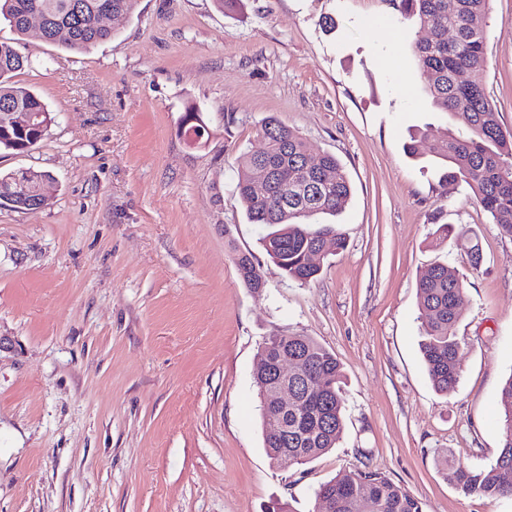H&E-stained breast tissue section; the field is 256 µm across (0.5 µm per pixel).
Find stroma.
I'll use <instances>...</instances> for the list:
<instances>
[{"label": "stroma", "mask_w": 512, "mask_h": 512, "mask_svg": "<svg viewBox=\"0 0 512 512\" xmlns=\"http://www.w3.org/2000/svg\"><path fill=\"white\" fill-rule=\"evenodd\" d=\"M112 40L73 52L0 21L31 65L16 81L55 118L0 171H45L48 201L0 206V512H314V491L369 468L423 512H512L463 493L452 465L497 456L512 375V237L463 182L441 181L411 132L459 129L435 109L413 52L425 31L388 0H138ZM512 133V0H491L487 59L462 73ZM211 129L178 132L187 106ZM276 116L351 185L321 214L346 240L301 286L265 264L243 285L233 250L263 257L235 184ZM443 224L468 237L440 239ZM482 261L471 267L469 249ZM451 261L464 278L461 379L434 389L417 283ZM281 331L339 360L343 436L272 466L253 386L259 345Z\"/></svg>", "instance_id": "35a3bbf8"}]
</instances>
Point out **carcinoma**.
<instances>
[{"mask_svg": "<svg viewBox=\"0 0 512 512\" xmlns=\"http://www.w3.org/2000/svg\"><path fill=\"white\" fill-rule=\"evenodd\" d=\"M407 20L430 32V42L416 44L417 67L428 77L425 92L440 112L465 120L463 132L450 128L420 132L428 153L446 163L444 179L465 183L501 232L512 237V134L502 130L483 87L459 79L486 61L485 31L489 0H390ZM130 15L137 0H0V17L20 35L37 36L67 49L82 51L114 36L102 19L103 5ZM30 66L27 58L7 42H0V149L24 153L44 139L54 117L30 90L13 77ZM34 114L28 124L25 117ZM179 132L188 143L203 145L210 129L195 107L185 109ZM266 140L262 154H245L238 169L236 192L252 224L269 231L262 238L266 256L283 277L301 286L317 280L322 268L307 263V255L321 242L326 248L345 246L333 224L309 223L317 214L334 215L350 196L349 181L335 156L311 154L296 131L275 117L261 124ZM269 170L270 184L254 185L258 168ZM45 172L22 169L0 174V198L19 209L44 203L37 193ZM234 263L243 284L253 290L267 287L262 265L251 254L235 252ZM464 280L449 263H436L420 277L417 295L426 318L421 353L434 388L447 393L460 379V296ZM267 360H298L300 373L290 381L297 397L288 418L265 407L273 385L263 368L253 374L260 399L263 444L270 462L305 464L327 453L344 432V374L335 355L310 336L283 332L268 337L260 349ZM499 454L480 466L459 464L454 480L466 494L490 498L512 496V374L501 387ZM329 503V512H422L421 503L380 472L356 470L327 481L316 498Z\"/></svg>", "mask_w": 512, "mask_h": 512, "instance_id": "cac0c4a2", "label": "carcinoma"}]
</instances>
